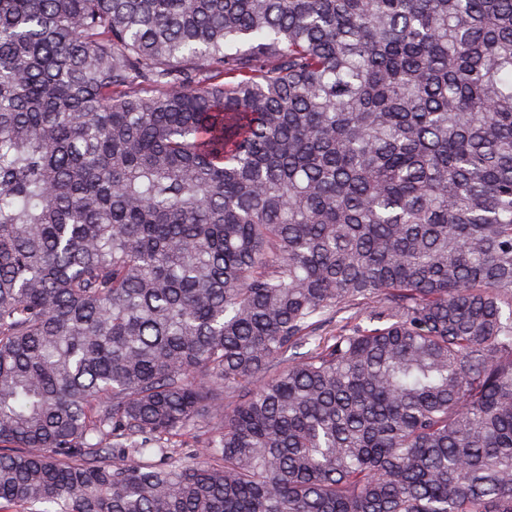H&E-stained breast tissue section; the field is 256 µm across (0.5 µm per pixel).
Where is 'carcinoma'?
<instances>
[{
	"mask_svg": "<svg viewBox=\"0 0 512 512\" xmlns=\"http://www.w3.org/2000/svg\"><path fill=\"white\" fill-rule=\"evenodd\" d=\"M6 506L512 512V0H0Z\"/></svg>",
	"mask_w": 512,
	"mask_h": 512,
	"instance_id": "obj_1",
	"label": "carcinoma"
}]
</instances>
